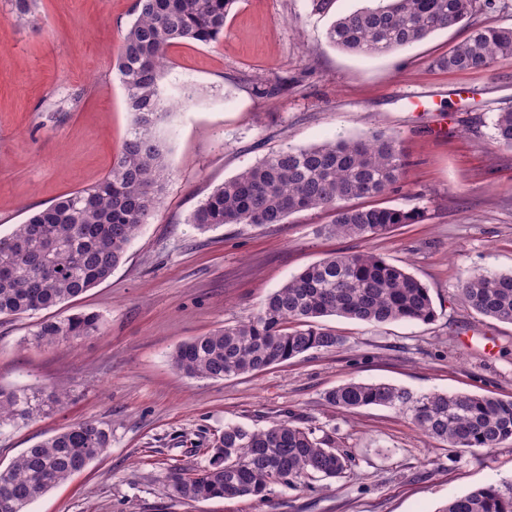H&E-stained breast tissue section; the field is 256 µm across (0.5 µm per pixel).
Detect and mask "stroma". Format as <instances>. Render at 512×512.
Segmentation results:
<instances>
[{
  "label": "stroma",
  "instance_id": "obj_1",
  "mask_svg": "<svg viewBox=\"0 0 512 512\" xmlns=\"http://www.w3.org/2000/svg\"><path fill=\"white\" fill-rule=\"evenodd\" d=\"M136 0H38L19 18L0 0V236L60 196L109 172L131 116L114 67ZM367 0H237L224 33L169 50L161 88L196 97L159 127L170 177L160 206L112 275L68 303L0 318V389L39 383L65 404L0 429V468L56 430L85 418L112 425V446L33 501L27 512H440L449 498L512 479V443L490 451L438 447L396 409L349 414L327 391L348 380L414 392L512 397V325L476 315L459 281L512 270V148L493 140L496 113L512 110V61L448 72L431 62L471 28L512 26V0H494L468 25L408 49L369 56L332 46L327 30ZM287 82V91L260 94ZM373 127L394 134L406 160L385 205L424 210L370 240L330 237L327 210L260 228L200 232L188 218L224 180L286 146H308ZM370 250L425 284L429 324L374 327L340 317L332 352L311 351L221 380L179 372L181 343L250 319L275 289L334 252ZM96 313L99 335L36 344L41 320ZM289 417L331 433L354 457L346 477L276 488L266 501L173 503L163 476L207 465L225 426L251 429Z\"/></svg>",
  "mask_w": 512,
  "mask_h": 512
}]
</instances>
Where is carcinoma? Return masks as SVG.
I'll list each match as a JSON object with an SVG mask.
<instances>
[{
    "mask_svg": "<svg viewBox=\"0 0 512 512\" xmlns=\"http://www.w3.org/2000/svg\"><path fill=\"white\" fill-rule=\"evenodd\" d=\"M235 0H137L115 67L132 124L109 174L67 193L0 237V316L30 315L75 298L118 267L142 224L158 208L168 180L165 142L157 127L176 104L160 82L168 48L209 43L224 33ZM478 0H376L340 15L328 42L358 54L405 49L431 33L468 19ZM512 59V27L485 25L433 61L453 71H480ZM497 143L512 147V111L493 119ZM405 177L399 140L369 128L347 139L288 147L262 158L215 188L189 217L199 231L224 224H282L292 214L328 209V232L372 239L401 224L424 220L419 210L350 204L385 195ZM461 295L476 314L512 324V271H476L461 281ZM337 316L368 325L399 321L429 324L436 311L429 289L405 267L371 252L333 253L273 291L248 321L218 328L179 345L174 367L191 378L223 379L263 371L310 351L345 343L325 327ZM95 313L45 320L33 340L74 343L101 332ZM68 394L34 384L0 389V428L61 405ZM343 412L371 406L401 410L430 439L450 448L490 450L512 442V398L446 392L414 393L388 383L346 382L326 394ZM112 445V425L73 422L26 449L0 469V512L26 507ZM351 465L333 436L315 435L289 419L264 429L236 424L212 443L201 469L168 468L164 486L173 502L213 498L265 500L274 487L296 489L313 478H337ZM442 512H512V481L489 484L448 499Z\"/></svg>",
    "mask_w": 512,
    "mask_h": 512,
    "instance_id": "cac0c4a2",
    "label": "carcinoma"
}]
</instances>
